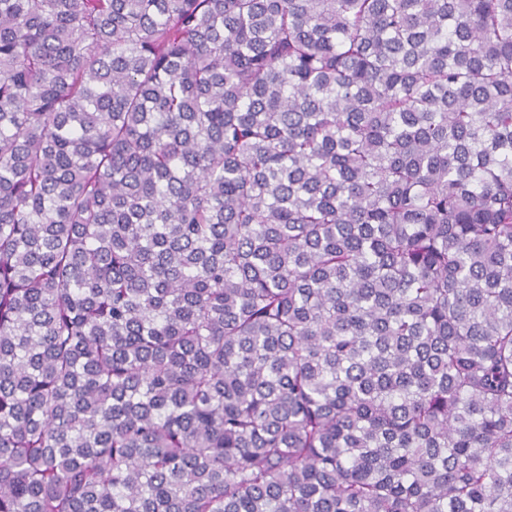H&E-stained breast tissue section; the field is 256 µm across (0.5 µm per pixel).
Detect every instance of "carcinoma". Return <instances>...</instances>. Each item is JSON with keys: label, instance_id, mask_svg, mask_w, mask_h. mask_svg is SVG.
Wrapping results in <instances>:
<instances>
[{"label": "carcinoma", "instance_id": "1", "mask_svg": "<svg viewBox=\"0 0 512 512\" xmlns=\"http://www.w3.org/2000/svg\"><path fill=\"white\" fill-rule=\"evenodd\" d=\"M0 512H512V0H0Z\"/></svg>", "mask_w": 512, "mask_h": 512}]
</instances>
